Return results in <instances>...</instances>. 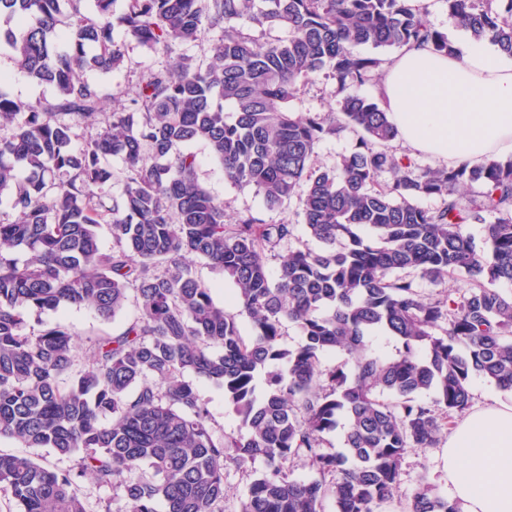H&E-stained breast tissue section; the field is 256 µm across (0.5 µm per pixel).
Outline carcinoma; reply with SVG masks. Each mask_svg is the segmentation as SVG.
I'll list each match as a JSON object with an SVG mask.
<instances>
[{
  "instance_id": "cac0c4a2",
  "label": "carcinoma",
  "mask_w": 512,
  "mask_h": 512,
  "mask_svg": "<svg viewBox=\"0 0 512 512\" xmlns=\"http://www.w3.org/2000/svg\"><path fill=\"white\" fill-rule=\"evenodd\" d=\"M112 3L95 0L92 18L84 0H0V49L55 89L50 101H20L0 75V439L74 461L54 469L0 453V496L18 512H90L78 485L89 476L125 503L100 512H224L232 458L263 464L240 512H323L328 498L336 512H375L398 490L404 457L434 447L468 408L472 378L512 391V293L494 287L512 284V157L414 168L392 153L397 127L356 94L383 60L359 48L452 53L416 0H126L122 22L142 46L168 54L207 31L220 38L207 62L183 54L143 74L76 148L106 99L86 74L112 71L128 49L112 38ZM446 3L456 27L512 57V0ZM321 77L335 82L338 110L291 111ZM345 132L354 151L314 165L317 145ZM194 142L269 209L297 199L320 249L282 255L295 225L229 216L196 155L180 150ZM474 183L467 209L457 192ZM426 196L445 203L423 209ZM485 213L479 251L461 226ZM189 255L236 286L237 313L214 303ZM447 277L467 294L418 288ZM131 292L138 315L82 356L61 323L26 331L30 316L74 307L112 320ZM286 322L300 332L293 349L281 342ZM377 336L397 353H369ZM329 352L347 361L323 369ZM196 379L223 388L238 433L214 436ZM335 430L343 450L329 453ZM301 456L320 478L289 477ZM406 512L460 510L422 482Z\"/></svg>"
}]
</instances>
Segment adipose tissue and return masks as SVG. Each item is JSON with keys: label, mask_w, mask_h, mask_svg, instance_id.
<instances>
[{"label": "adipose tissue", "mask_w": 512, "mask_h": 512, "mask_svg": "<svg viewBox=\"0 0 512 512\" xmlns=\"http://www.w3.org/2000/svg\"><path fill=\"white\" fill-rule=\"evenodd\" d=\"M380 106L405 145L445 165L480 164L512 151V63L481 44L438 55L402 49L385 71ZM448 481L461 512H512V401L457 420L448 435Z\"/></svg>", "instance_id": "1"}]
</instances>
